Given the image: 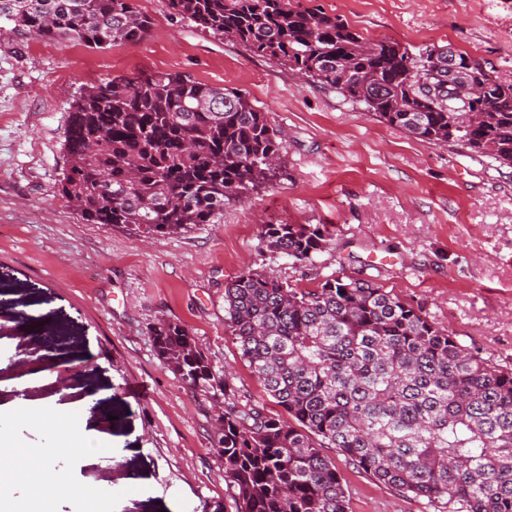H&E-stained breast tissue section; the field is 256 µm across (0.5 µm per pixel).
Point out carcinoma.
<instances>
[{
    "mask_svg": "<svg viewBox=\"0 0 512 512\" xmlns=\"http://www.w3.org/2000/svg\"><path fill=\"white\" fill-rule=\"evenodd\" d=\"M172 14L360 103L425 141L459 143L512 167V84L468 53L459 71L486 85L476 120L440 87L436 45L416 53L368 43L346 21L290 0H168ZM152 21L133 0H0V31L91 49L138 44ZM283 149L239 90L181 74L113 77L72 105L61 194L89 224L148 236L213 224L224 202L271 179ZM267 248L307 262L327 245L318 224H267ZM224 327L266 393L225 406L216 447L237 512H348L336 448L405 496L448 512H512V370L461 345L375 282L338 275L299 289L249 270L224 288ZM158 357L213 397L229 380L178 322L153 328Z\"/></svg>",
    "mask_w": 512,
    "mask_h": 512,
    "instance_id": "1",
    "label": "carcinoma"
}]
</instances>
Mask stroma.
Instances as JSON below:
<instances>
[{
	"instance_id": "stroma-1",
	"label": "stroma",
	"mask_w": 512,
	"mask_h": 512,
	"mask_svg": "<svg viewBox=\"0 0 512 512\" xmlns=\"http://www.w3.org/2000/svg\"><path fill=\"white\" fill-rule=\"evenodd\" d=\"M135 4L152 21L135 45L0 37V297L43 309L38 328L63 338L51 355L36 334L18 335L0 319V403L86 398L88 426L111 435L114 450L78 476L123 492L116 512H236L214 446L219 408L162 363L151 330L183 324L216 375H229L226 404L261 402L285 417L224 327V287L242 272L302 289L342 274L372 280L512 369V168L380 122L364 105L171 15L167 0ZM291 4L339 16L369 42L468 53L512 83V0ZM151 72L247 93L284 150L275 178L225 205L215 223L148 238L129 224L84 223L58 183L79 93ZM268 224H321L329 242L300 264L262 243ZM66 367L78 370L68 383L57 377ZM32 372L42 383L18 391L15 379ZM326 454L348 512H446L400 495L337 449Z\"/></svg>"
}]
</instances>
